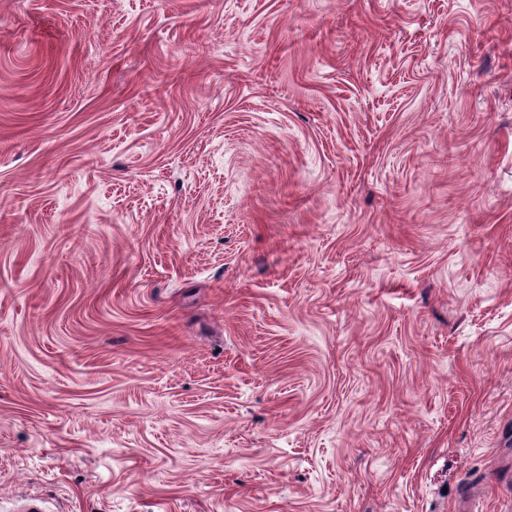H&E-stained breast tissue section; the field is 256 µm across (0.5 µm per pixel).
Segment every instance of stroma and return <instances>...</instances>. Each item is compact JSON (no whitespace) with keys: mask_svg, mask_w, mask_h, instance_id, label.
<instances>
[{"mask_svg":"<svg viewBox=\"0 0 512 512\" xmlns=\"http://www.w3.org/2000/svg\"><path fill=\"white\" fill-rule=\"evenodd\" d=\"M0 512H512V0H0Z\"/></svg>","mask_w":512,"mask_h":512,"instance_id":"1","label":"stroma"}]
</instances>
